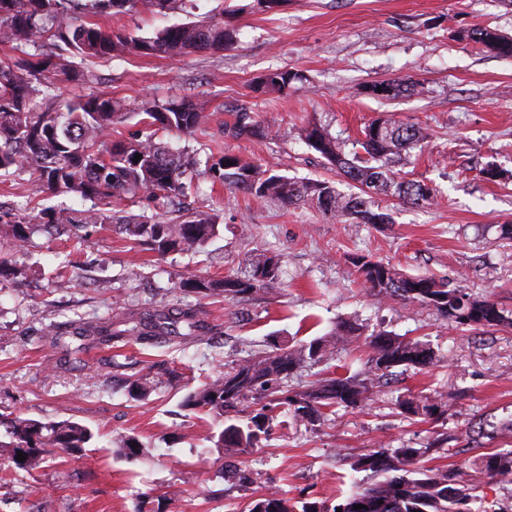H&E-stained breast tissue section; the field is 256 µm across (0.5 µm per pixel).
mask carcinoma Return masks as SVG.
Masks as SVG:
<instances>
[{
    "label": "carcinoma",
    "mask_w": 512,
    "mask_h": 512,
    "mask_svg": "<svg viewBox=\"0 0 512 512\" xmlns=\"http://www.w3.org/2000/svg\"><path fill=\"white\" fill-rule=\"evenodd\" d=\"M183 0H0V43L22 53L12 62H0V171H29L45 190L55 194L79 193L98 199L102 208L72 210L48 208L40 212L48 238L69 233L85 241L80 231L91 224H113L130 240L159 257L173 252H199L216 235L217 224L207 213H190L176 223L160 218L112 217V199L137 197L146 205L172 200L186 189L185 180L194 161L184 151H174L155 141L154 136L108 141L114 125L125 117L119 102L109 94L92 89L89 65L96 59L134 56H182L189 53L221 52L232 41L224 20L184 22L157 31L150 37L109 32L100 18L149 11L165 15L179 9ZM468 38L488 53L512 57V38L489 27L469 31ZM37 53L27 52L29 48ZM80 58V65L55 61L57 51ZM300 80L292 70H273L260 78L271 91L283 92ZM72 84L63 96L59 83ZM140 109L149 124L177 135L205 134L206 105L183 97L161 102L145 100ZM224 134L235 139H264L268 128L250 112L236 113L235 121L224 124ZM357 191L341 192L328 180H295L273 174L236 155H222L209 171L212 178L230 189L259 200L284 206L310 203L324 213L350 217L358 224H389L388 213L373 208L368 195L391 193L404 203L419 206L436 197V190L423 181H401L389 168L392 159L426 141L429 132L417 124L374 121L364 131V155L348 159L325 130L313 126L301 133ZM139 161H134L136 155ZM27 216L0 212V235L18 248L28 241ZM370 296L382 302L396 300L417 303L461 327L474 329L512 326V314L488 299L468 294L453 280L407 275L394 266L360 255L352 258ZM275 255L260 254L245 271L222 278H183L178 289L185 294L224 296L245 301L264 291L279 276ZM199 311L183 309L170 317L162 311L117 314L118 322L129 325L112 331V338L129 334L143 343L164 336L185 341L202 340L210 329ZM188 332L177 331V323ZM356 328L316 337L296 347L272 352L254 351L190 391L184 406L203 411L221 426L205 440L218 450L233 449L246 454L269 435L273 412L287 410L295 422L313 425L337 407L357 408L370 400L380 380L389 379L395 369L424 370L436 363L434 351L416 339L373 333L364 339L371 349L368 369L346 377L329 373L297 389L288 384L291 371L304 363L330 359L336 345L354 337ZM398 407L413 416L438 420L444 404L409 397L397 400ZM7 440H0V456L15 467L32 470L51 455L78 453L93 439L85 425L63 420L43 423L16 415L0 420ZM23 452L25 461L17 460ZM420 448L372 450L358 460V467L383 478L352 492L337 507L342 512H474L477 492L488 479L512 483V451L485 454L474 471L460 466H427ZM249 512H292L288 500L271 492L255 502Z\"/></svg>",
    "instance_id": "carcinoma-1"
}]
</instances>
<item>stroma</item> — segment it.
Listing matches in <instances>:
<instances>
[{
    "label": "stroma",
    "mask_w": 512,
    "mask_h": 512,
    "mask_svg": "<svg viewBox=\"0 0 512 512\" xmlns=\"http://www.w3.org/2000/svg\"><path fill=\"white\" fill-rule=\"evenodd\" d=\"M223 12L234 42L220 53L164 58L124 56L91 64L94 89L119 101L127 119L116 140L156 134L199 162L232 154L298 179H327L348 191L299 136L318 126L342 151L360 149L365 128L379 119L427 127L431 137L394 165L399 178L436 190L422 206L379 195L392 217L356 224L308 205L284 207L234 191L200 173L171 207L138 200L112 205L117 216L163 215L193 209L213 215L217 235L198 253L158 258L114 228H93L85 243L48 239L32 230L24 248L0 238V259L22 269L19 285L0 289V415L41 422L71 420L95 438L81 454L48 459L23 471L0 460V512H244L271 492L289 503L334 505L374 482L354 469L379 448H430L431 465H470L480 455L512 450V327L483 332L456 328L417 304L375 301L351 259L366 255L411 275L460 282L472 296L512 312V58L481 51L464 33L477 26L512 38V0H287L271 12L256 0H187L165 15L138 12L103 19L110 31L141 36L175 23ZM290 69L301 74L283 93L258 91V77ZM412 81L413 94L384 99L366 85ZM191 97L209 102L206 135L177 137L147 127L142 100ZM269 126L270 140H235L224 126L239 108ZM496 168L497 180L481 172ZM91 199L53 196L34 176H0V209L29 215L42 208L86 210ZM261 253L281 257L276 283L251 300L182 294L177 285L198 274L220 278ZM199 308L212 330L204 340L158 339L142 344L79 336V322H109L129 308ZM361 325L362 337L337 347L329 368L364 369V336L378 331L430 344L437 363L408 370L376 388L356 409L336 408L324 423L288 431L244 456L208 447V426L184 407L186 394L248 350L272 351ZM54 326L55 338L44 336ZM150 379H143L146 365ZM443 397L444 418L402 413L398 397ZM127 434L141 448L127 456L111 437ZM246 463L249 484L228 477Z\"/></svg>",
    "instance_id": "stroma-1"
}]
</instances>
